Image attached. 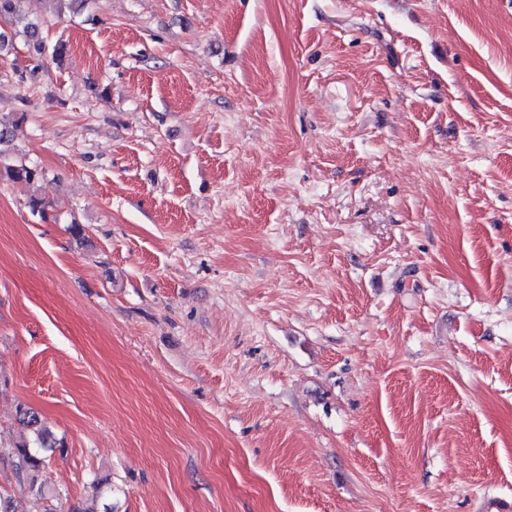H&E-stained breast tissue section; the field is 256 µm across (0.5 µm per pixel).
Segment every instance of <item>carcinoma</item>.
Here are the masks:
<instances>
[{"instance_id": "carcinoma-1", "label": "carcinoma", "mask_w": 512, "mask_h": 512, "mask_svg": "<svg viewBox=\"0 0 512 512\" xmlns=\"http://www.w3.org/2000/svg\"><path fill=\"white\" fill-rule=\"evenodd\" d=\"M39 171L23 163L5 164L0 161V178L32 183ZM19 421L30 429L29 439L15 446L12 456L13 467L18 482L28 487L29 499L21 502L11 494L0 492V512H52L45 505L47 501L45 483L42 481V469L45 459L42 451L53 447L49 442L50 433L43 425L38 414L30 408L18 410Z\"/></svg>"}]
</instances>
